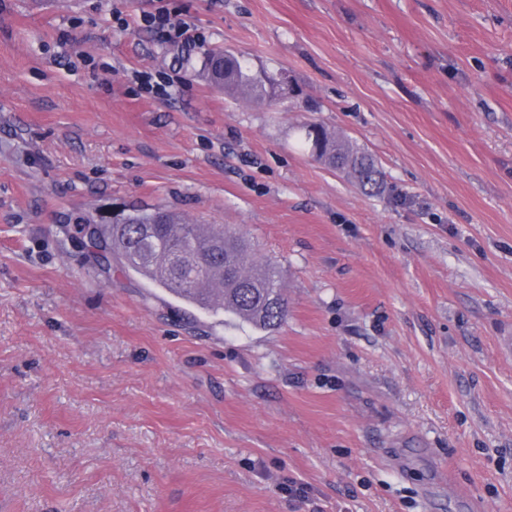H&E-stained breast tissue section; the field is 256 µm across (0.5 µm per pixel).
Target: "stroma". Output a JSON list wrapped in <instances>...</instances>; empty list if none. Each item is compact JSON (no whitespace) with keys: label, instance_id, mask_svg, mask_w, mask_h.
I'll return each instance as SVG.
<instances>
[{"label":"stroma","instance_id":"35a3bbf8","mask_svg":"<svg viewBox=\"0 0 512 512\" xmlns=\"http://www.w3.org/2000/svg\"><path fill=\"white\" fill-rule=\"evenodd\" d=\"M183 2L191 46L142 27L162 0H0V512H512V0ZM214 48L294 96L214 89ZM158 206L238 229L285 324L102 270L73 224ZM135 78L141 81L140 90L158 100H166L171 97L172 87L177 83L175 79L162 75L157 76V79L148 74L135 75ZM300 129L302 145L317 161L344 174L363 190L380 185L381 170L357 144L316 121H306Z\"/></svg>","mask_w":512,"mask_h":512}]
</instances>
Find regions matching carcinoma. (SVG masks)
Segmentation results:
<instances>
[{
  "instance_id": "cac0c4a2",
  "label": "carcinoma",
  "mask_w": 512,
  "mask_h": 512,
  "mask_svg": "<svg viewBox=\"0 0 512 512\" xmlns=\"http://www.w3.org/2000/svg\"><path fill=\"white\" fill-rule=\"evenodd\" d=\"M203 72L224 78V94L265 104L272 96L271 76L252 71L247 60L222 51L207 56ZM302 145L325 166L344 174L359 188H376L382 172L370 155L346 137L316 121L301 125ZM168 246L156 252L145 225ZM96 251H111L126 273L137 274L192 308L212 315L230 314L259 330L285 323L288 305L278 268L257 261L247 240L234 229L191 224L179 212L156 208L134 211L99 227L90 240Z\"/></svg>"
}]
</instances>
